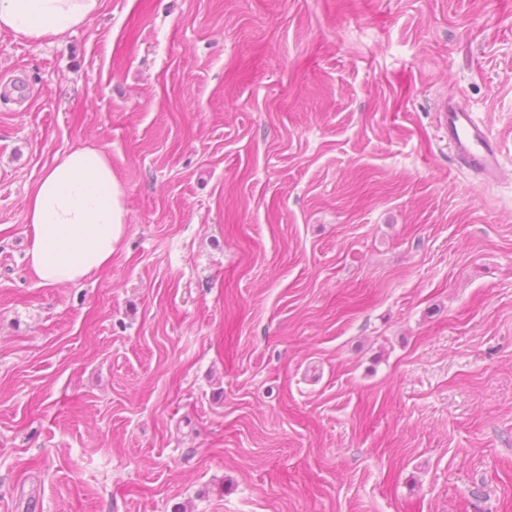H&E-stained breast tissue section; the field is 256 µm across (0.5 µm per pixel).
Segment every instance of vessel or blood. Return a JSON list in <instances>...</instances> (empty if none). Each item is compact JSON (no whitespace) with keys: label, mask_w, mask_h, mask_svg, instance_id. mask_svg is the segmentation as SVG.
<instances>
[{"label":"vessel or blood","mask_w":512,"mask_h":512,"mask_svg":"<svg viewBox=\"0 0 512 512\" xmlns=\"http://www.w3.org/2000/svg\"><path fill=\"white\" fill-rule=\"evenodd\" d=\"M447 123L448 141L456 157L482 178L499 179L502 174L500 150L473 113L463 108L449 110Z\"/></svg>","instance_id":"1"}]
</instances>
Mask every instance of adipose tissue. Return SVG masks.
Instances as JSON below:
<instances>
[{"instance_id":"obj_1","label":"adipose tissue","mask_w":512,"mask_h":512,"mask_svg":"<svg viewBox=\"0 0 512 512\" xmlns=\"http://www.w3.org/2000/svg\"><path fill=\"white\" fill-rule=\"evenodd\" d=\"M102 0H0V35L55 41L90 24ZM125 191L107 154H65L26 197L28 266L45 286L76 283L104 269L125 230Z\"/></svg>"}]
</instances>
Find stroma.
Listing matches in <instances>:
<instances>
[{
	"mask_svg": "<svg viewBox=\"0 0 512 512\" xmlns=\"http://www.w3.org/2000/svg\"><path fill=\"white\" fill-rule=\"evenodd\" d=\"M78 147L126 231L44 286L25 197ZM0 512H512V0H103L0 35ZM448 112V141L455 156L486 180H497L502 175L501 153L486 129L472 112L456 110L445 105Z\"/></svg>",
	"mask_w": 512,
	"mask_h": 512,
	"instance_id": "stroma-1",
	"label": "stroma"
}]
</instances>
